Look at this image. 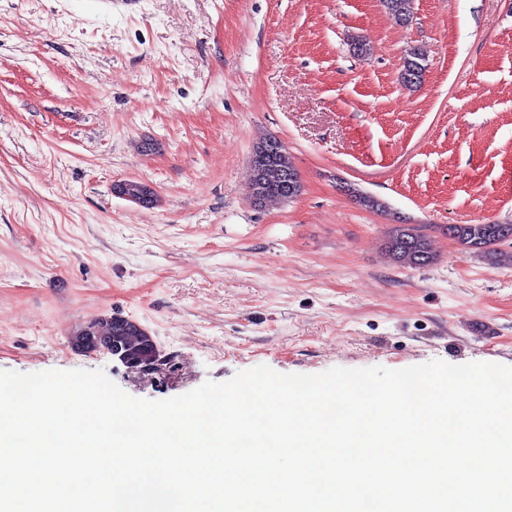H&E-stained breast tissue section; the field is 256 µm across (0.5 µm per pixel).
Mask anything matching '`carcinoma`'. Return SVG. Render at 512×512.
Masks as SVG:
<instances>
[{
    "mask_svg": "<svg viewBox=\"0 0 512 512\" xmlns=\"http://www.w3.org/2000/svg\"><path fill=\"white\" fill-rule=\"evenodd\" d=\"M384 6L402 20L410 18L413 0H383ZM425 66L422 54L412 52L405 59L401 80L406 86L421 84ZM250 186L260 190L265 202H286L298 196L300 176L286 149L269 155H252ZM451 238L469 250L477 251L494 262H512L496 250L501 242L512 238V224H450L442 227ZM387 248L393 258L414 267L429 265L433 255L426 236L410 225H398L389 235Z\"/></svg>",
    "mask_w": 512,
    "mask_h": 512,
    "instance_id": "1",
    "label": "carcinoma"
}]
</instances>
